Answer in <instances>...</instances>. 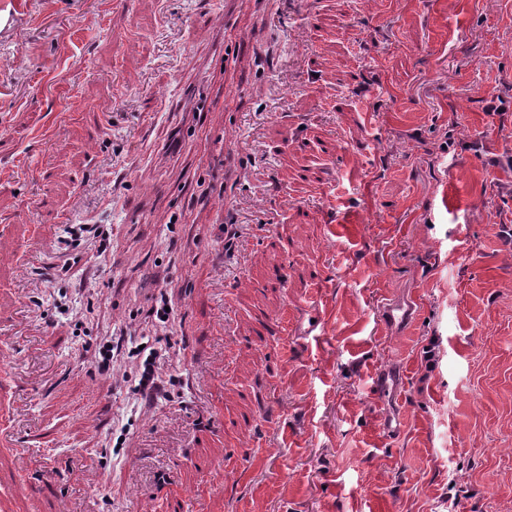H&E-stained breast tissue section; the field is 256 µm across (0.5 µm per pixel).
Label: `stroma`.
<instances>
[{"instance_id": "1", "label": "stroma", "mask_w": 512, "mask_h": 512, "mask_svg": "<svg viewBox=\"0 0 512 512\" xmlns=\"http://www.w3.org/2000/svg\"><path fill=\"white\" fill-rule=\"evenodd\" d=\"M510 88L512 0H0V512H499ZM419 302L415 298L390 299L380 308L381 321L391 330L409 326L418 315Z\"/></svg>"}]
</instances>
